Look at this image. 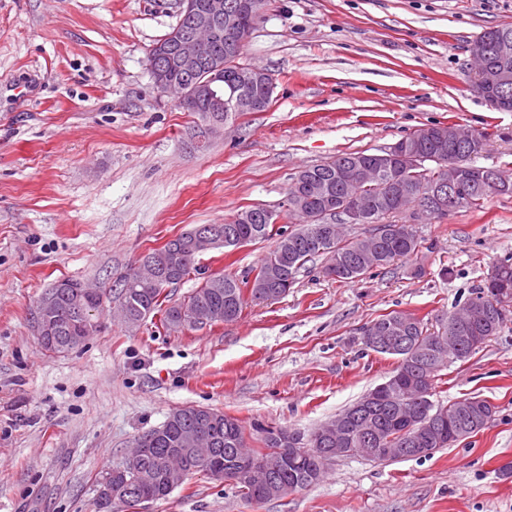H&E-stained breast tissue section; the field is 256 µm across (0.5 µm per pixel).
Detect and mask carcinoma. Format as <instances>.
I'll return each instance as SVG.
<instances>
[{"mask_svg":"<svg viewBox=\"0 0 512 512\" xmlns=\"http://www.w3.org/2000/svg\"><path fill=\"white\" fill-rule=\"evenodd\" d=\"M512 38V25L484 31L471 44L495 71L503 66L512 70V59L502 63L494 46L499 38ZM440 126L420 129L405 139L416 145L418 155L426 165L416 170L415 182L436 180L450 182L456 188L457 203L454 209H472L481 206L492 194L494 184H507L498 192L512 194V175L495 167L475 165V160L485 150L483 137L440 142L437 139ZM366 152L342 153L335 159L307 167L291 183L285 212H276L295 225L285 228L263 218L266 208L255 206L246 209L229 222L219 225L222 230L246 240V243L275 239L274 248L263 259L253 279L240 280L229 274H214L204 279L187 299L164 309L162 299L165 289L180 283L195 269L197 254L187 244L186 234L176 237L182 250L173 252L163 246L152 250L160 269L166 271V279L138 286L135 295H128V284L135 269L120 278L118 299L127 309L126 323L141 324L150 314L163 311L167 327L178 329L193 326L197 318L206 317L208 323L217 324L237 319L245 303L243 289H248L255 300H276L285 296L295 283V275L304 264L320 255L328 256V265L334 267L337 279L352 282L373 268L385 267L397 259L413 254L419 247V239L410 224H393L387 221L391 215L401 212L397 196L388 186V174H377L362 183H347L337 175V169L350 168L367 159ZM360 199L363 208L360 216L351 219L346 215L353 199ZM344 224H370L372 228L362 234L346 238ZM83 284L73 279L56 282L45 291L56 296L58 316L63 323L61 336L73 340L63 346L50 338H41L50 351L65 352L78 345L77 331L68 328V311L74 291ZM502 288L512 289V257L500 260L486 284L476 290V295L494 298ZM449 317L436 321L430 329L423 320L404 312L392 311L374 320L389 329V335L401 341L408 349L395 354L398 365L393 374L379 385L381 396L376 401L363 395L355 405L359 410L350 414L344 409L338 418L341 425L331 420L312 433L305 455L291 457L277 452L289 448L293 431L257 426L263 434L264 448L257 454L275 459L262 486L246 485L237 475L238 464L235 449L246 444L245 429L234 418L223 412L202 406H183L174 409L158 427L136 439L146 448L140 459V470L152 475L148 482L137 486L139 494L151 501L167 498L171 490L167 484L166 463L171 461L183 476L201 473L212 478L216 469L224 471V481L232 484L255 501L282 497L292 491L304 489L317 482L323 474V453L329 448L350 450L360 447V440L368 435L376 440L378 448H392L394 452L373 457L375 461L420 459L417 448L435 452L440 448L471 437L485 429L494 420L495 406L477 396L466 397L448 404V418L441 423L431 419L416 399L433 398L439 370L436 362L464 361L498 335L506 317L496 315L489 320L467 322L457 320L448 324ZM204 426L217 438L213 458L205 464L195 462L180 444L181 436Z\"/></svg>","mask_w":512,"mask_h":512,"instance_id":"1","label":"carcinoma"}]
</instances>
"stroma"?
<instances>
[{
    "label": "stroma",
    "instance_id": "stroma-1",
    "mask_svg": "<svg viewBox=\"0 0 512 512\" xmlns=\"http://www.w3.org/2000/svg\"><path fill=\"white\" fill-rule=\"evenodd\" d=\"M179 0H0V512H99L97 482L176 407L310 433L384 382L397 358L361 328L402 311L427 323L461 306L512 255V197L441 218L404 211L420 246L353 283L307 262L286 296L247 301L232 322L125 325L119 280L197 224L278 208L295 175L344 152L383 149L452 124L482 135L477 165L512 173V112L473 91L470 48L512 25V0H268L242 63L275 79L270 106L204 146L200 122L160 94L147 57ZM267 240L198 256L167 289L203 275L253 276ZM75 279L107 289L98 327L65 353L33 332L43 292ZM495 406L478 434L399 462L330 463L308 488L264 502L203 474L142 512H512V318L444 369L436 398Z\"/></svg>",
    "mask_w": 512,
    "mask_h": 512
}]
</instances>
